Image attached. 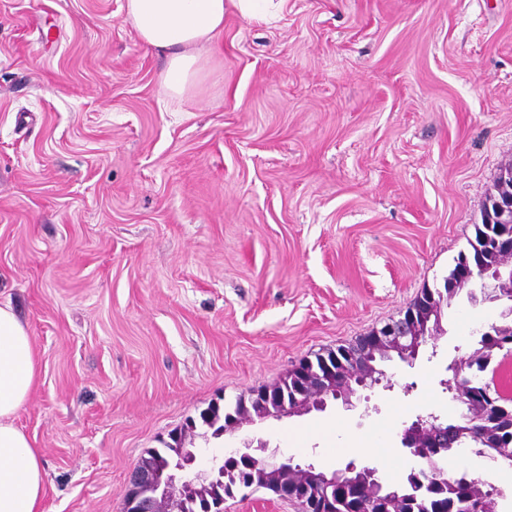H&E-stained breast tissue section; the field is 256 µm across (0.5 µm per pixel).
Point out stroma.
<instances>
[{
    "mask_svg": "<svg viewBox=\"0 0 512 512\" xmlns=\"http://www.w3.org/2000/svg\"><path fill=\"white\" fill-rule=\"evenodd\" d=\"M125 0H0V302L39 363L18 422L43 512H120L129 472L209 404L397 319L468 249L512 160V0H288L224 18L223 84L169 98ZM460 299L391 387L194 438L403 467L405 426L498 318Z\"/></svg>",
    "mask_w": 512,
    "mask_h": 512,
    "instance_id": "1",
    "label": "stroma"
}]
</instances>
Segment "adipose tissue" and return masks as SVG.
<instances>
[{
  "mask_svg": "<svg viewBox=\"0 0 512 512\" xmlns=\"http://www.w3.org/2000/svg\"><path fill=\"white\" fill-rule=\"evenodd\" d=\"M288 0H126L125 16L145 46L168 55L162 86L183 98L212 77L198 50L224 31L227 7L250 21L275 19ZM39 375L31 336L10 305L0 304V512H43V460L16 424Z\"/></svg>",
  "mask_w": 512,
  "mask_h": 512,
  "instance_id": "obj_1",
  "label": "adipose tissue"
}]
</instances>
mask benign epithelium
Wrapping results in <instances>:
<instances>
[{"label": "benign epithelium", "mask_w": 512, "mask_h": 512, "mask_svg": "<svg viewBox=\"0 0 512 512\" xmlns=\"http://www.w3.org/2000/svg\"><path fill=\"white\" fill-rule=\"evenodd\" d=\"M487 223L512 227V191L500 185L497 195L488 202ZM486 247L498 254V263L480 269V288L483 300L501 306L499 320L487 325L480 332L476 351L481 353L492 344L495 330H512V300L504 291L512 286V231L490 236ZM471 252L463 253L464 260L456 272L457 279L446 282V288L454 291L460 282L474 276L470 262ZM432 302L423 300L403 315L371 331L348 346H340L334 351L336 360L324 372H318L295 365L297 391L291 397L273 388L263 395L279 403L278 410L270 417L278 420L313 410L323 411L328 402L339 401L347 410L356 408L353 398L358 390L372 388L389 381L387 373L379 364L393 357L409 365L418 357L419 351L429 341L438 338L439 333L421 331L417 316ZM448 379L443 381L451 399L463 410L460 419L448 423L434 413L419 415L408 425L402 434L401 445L414 457H425L432 461L431 479L450 488L456 485L461 470L438 462L442 449L428 448V440L448 438L453 440L458 427L466 425L469 431V444L472 452L493 463L501 460L512 462V438L497 440L496 448H487V431L481 422L488 409V403L503 408L512 399L503 396L490 381L484 382L483 394L470 389L464 382L469 375L466 358L455 356L447 366ZM225 462L236 470L259 475L272 493L282 502H294L300 512H310L306 497L302 495L306 487L305 479L316 471V466H302L291 457H279L268 451L263 440L243 441V446L227 454ZM194 459L189 458L177 467L165 470H132L128 478V490L124 496L121 512H210L207 505L198 500L185 499L183 490L206 485L215 470H191ZM352 489L348 498V512H406V503L399 488L390 487L379 475L376 466H357L350 462L341 469L321 471L316 477L314 493L327 507L334 504L336 488Z\"/></svg>", "instance_id": "obj_1"}]
</instances>
